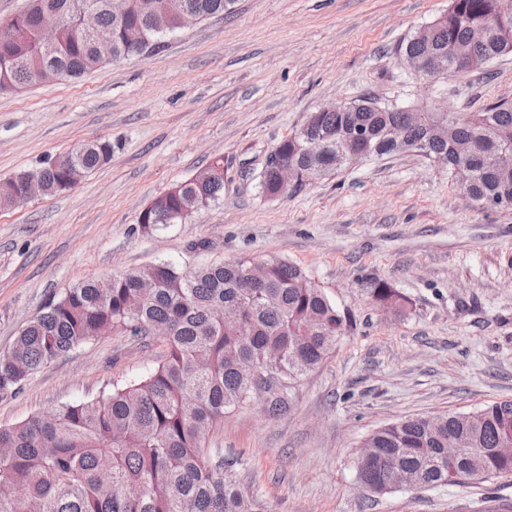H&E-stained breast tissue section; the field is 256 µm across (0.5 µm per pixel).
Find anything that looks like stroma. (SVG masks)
Listing matches in <instances>:
<instances>
[{
    "instance_id": "obj_1",
    "label": "stroma",
    "mask_w": 512,
    "mask_h": 512,
    "mask_svg": "<svg viewBox=\"0 0 512 512\" xmlns=\"http://www.w3.org/2000/svg\"><path fill=\"white\" fill-rule=\"evenodd\" d=\"M449 0H236L161 49L81 79L0 93V179L86 140L107 165L68 191L0 210V353L49 298L85 279L165 262L278 256L348 309L349 336L284 393L224 417L211 445L270 512H512V475L422 492L360 487L356 459L401 418L512 400V209L474 208L415 153L366 160L269 197L259 175L310 113L371 96L389 107L478 112L512 102V54L489 71L426 84L403 41ZM224 160V196L184 224L142 232L156 197ZM405 300L381 307L370 285ZM163 342L123 332L89 341L0 392V426L98 396L145 374Z\"/></svg>"
}]
</instances>
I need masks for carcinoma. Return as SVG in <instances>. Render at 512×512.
Listing matches in <instances>:
<instances>
[{"mask_svg":"<svg viewBox=\"0 0 512 512\" xmlns=\"http://www.w3.org/2000/svg\"><path fill=\"white\" fill-rule=\"evenodd\" d=\"M95 4L98 23L112 38V56L101 53L80 27L81 9ZM236 0H128L111 12L108 0H29L27 9L0 25V91L36 81L79 78L109 60L148 56L190 9L206 19L232 12ZM61 18L56 45L39 36L45 13ZM140 29L137 46L126 33ZM472 47L463 64L448 59L445 77L484 69L502 51L512 53V20H497L496 0H450L448 11L417 40L402 45L415 58L450 44ZM400 127L435 165L448 170L457 191L487 206L512 199V155L496 168L481 156L512 141V103L480 112H403L364 97L344 110L313 112L299 132L276 145L277 156L299 172L297 189L341 171L336 143L367 134L372 157L400 153L388 131ZM112 145L86 141L33 172L0 181V209L15 205L29 180L43 194L70 190L75 176L111 158ZM268 196L284 193L273 170H264ZM224 196V159L217 157L196 178L178 183L142 210L146 231L185 223ZM375 300L403 307L385 282ZM163 324L165 357L147 374L116 384L99 396L0 426V512H269L254 493L230 475L224 449L209 447L224 413L252 398L286 388L317 369L353 330L340 309L300 266L285 259L213 261L184 272L152 264L89 278L58 297L19 332L0 354V391L18 390L39 368L106 332L124 330L145 339ZM467 446L448 460V434ZM512 400L468 413L405 417L371 433L357 457V479L377 494L394 490L387 475L404 470L420 488L460 484L512 474Z\"/></svg>","mask_w":512,"mask_h":512,"instance_id":"obj_1","label":"carcinoma"}]
</instances>
